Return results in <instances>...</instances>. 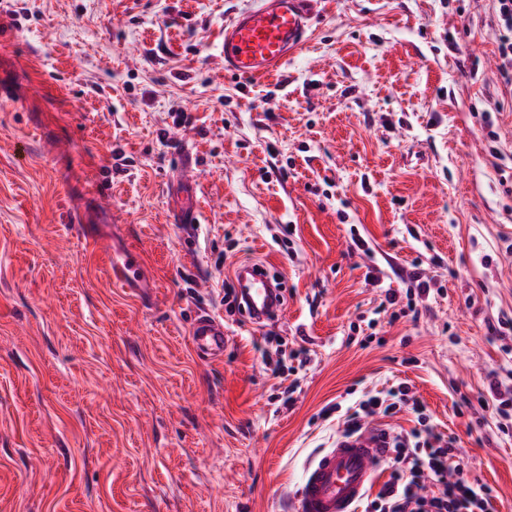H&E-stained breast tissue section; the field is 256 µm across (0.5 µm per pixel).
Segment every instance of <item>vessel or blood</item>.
<instances>
[{"label":"vessel or blood","instance_id":"b4317fda","mask_svg":"<svg viewBox=\"0 0 512 512\" xmlns=\"http://www.w3.org/2000/svg\"><path fill=\"white\" fill-rule=\"evenodd\" d=\"M323 0H255L252 8L224 25V70L243 78H259L279 71L306 41L311 20ZM193 154L183 149L176 180L175 223L198 221L197 186L193 179ZM110 275L125 288L140 287L143 280L137 252L123 248L109 257ZM240 305L253 325H260L282 307V293L268 282L263 267L248 264L235 273ZM196 354L207 360L223 356L227 336L222 318L197 315L189 330ZM383 430L367 426L361 432L337 439L321 450L305 469L291 499L292 512H356L374 481L383 457Z\"/></svg>","mask_w":512,"mask_h":512}]
</instances>
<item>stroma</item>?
Returning <instances> with one entry per match:
<instances>
[{
    "mask_svg": "<svg viewBox=\"0 0 512 512\" xmlns=\"http://www.w3.org/2000/svg\"><path fill=\"white\" fill-rule=\"evenodd\" d=\"M253 3L0 0V512H286L344 433L325 409L401 382L512 512V443L458 410L512 374V334L488 330L512 317L491 0H324L302 50L249 81L224 73V24ZM184 146L191 231L170 218ZM74 211L139 253L152 295L113 285ZM417 258L437 290L392 320L365 267L399 289ZM245 261L285 283L261 327L224 303ZM201 312L224 319L221 360L189 341ZM299 347L288 407L269 366Z\"/></svg>",
    "mask_w": 512,
    "mask_h": 512,
    "instance_id": "1",
    "label": "stroma"
}]
</instances>
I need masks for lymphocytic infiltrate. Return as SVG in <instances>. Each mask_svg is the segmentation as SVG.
<instances>
[{
  "label": "lymphocytic infiltrate",
  "mask_w": 512,
  "mask_h": 512,
  "mask_svg": "<svg viewBox=\"0 0 512 512\" xmlns=\"http://www.w3.org/2000/svg\"><path fill=\"white\" fill-rule=\"evenodd\" d=\"M497 26L496 69L504 89L512 91V0H492ZM480 406H491L501 436L512 438V385L498 374L487 377V396ZM411 409L417 426L409 434L390 436L384 459L389 478L370 503L369 512H490L491 487L471 484L454 469L455 437L437 433L422 403L406 385L373 396L348 414V432H356L366 417H392Z\"/></svg>",
  "instance_id": "lymphocytic-infiltrate-1"
}]
</instances>
